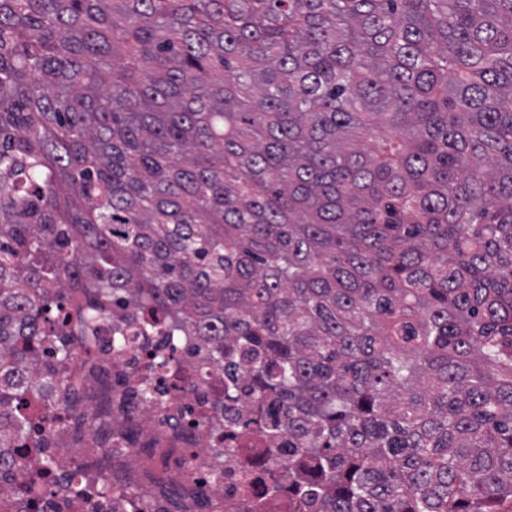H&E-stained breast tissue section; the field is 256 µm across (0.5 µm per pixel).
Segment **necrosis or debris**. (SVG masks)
Returning a JSON list of instances; mask_svg holds the SVG:
<instances>
[{"label":"necrosis or debris","instance_id":"4bbe7bcc","mask_svg":"<svg viewBox=\"0 0 512 512\" xmlns=\"http://www.w3.org/2000/svg\"><path fill=\"white\" fill-rule=\"evenodd\" d=\"M121 317L116 308L85 335L55 337L75 396L22 450L23 474L0 475V512H293L287 493H269L287 438L246 437L225 419L224 374L200 339L165 326L119 337ZM146 384L159 386L160 404L143 403ZM88 410L95 445L71 425Z\"/></svg>","mask_w":512,"mask_h":512}]
</instances>
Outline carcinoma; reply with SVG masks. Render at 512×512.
<instances>
[{
    "mask_svg": "<svg viewBox=\"0 0 512 512\" xmlns=\"http://www.w3.org/2000/svg\"><path fill=\"white\" fill-rule=\"evenodd\" d=\"M193 330L296 512H512V0H0V431L48 310Z\"/></svg>",
    "mask_w": 512,
    "mask_h": 512,
    "instance_id": "1",
    "label": "carcinoma"
}]
</instances>
